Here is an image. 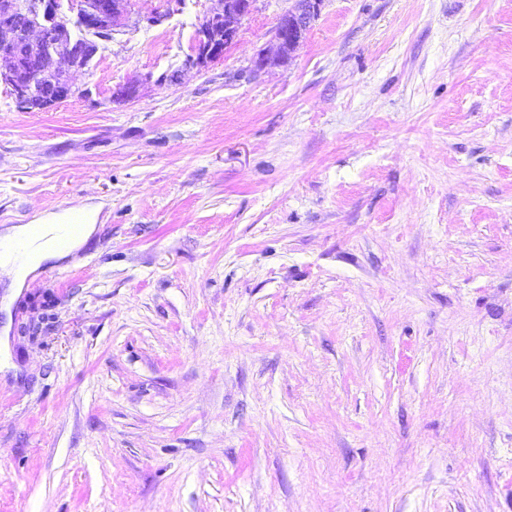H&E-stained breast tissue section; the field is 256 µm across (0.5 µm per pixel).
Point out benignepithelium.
Returning <instances> with one entry per match:
<instances>
[{"mask_svg":"<svg viewBox=\"0 0 512 512\" xmlns=\"http://www.w3.org/2000/svg\"><path fill=\"white\" fill-rule=\"evenodd\" d=\"M0 0V83L10 89L15 107L28 111L37 100L43 78L55 82V99L60 103L81 94L70 71L85 68L87 36L99 30L127 25L130 0ZM216 6L199 20L196 46L184 67L205 69L232 45L242 21L253 11L255 0H215ZM322 0H295L291 10L280 16L272 32L273 47L258 50L252 72L258 74L291 58L304 34L319 16ZM21 13L26 27L17 29L12 17ZM28 47V63L21 65L15 51L17 41Z\"/></svg>","mask_w":512,"mask_h":512,"instance_id":"1","label":"benign epithelium"}]
</instances>
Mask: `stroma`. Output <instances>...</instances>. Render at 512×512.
Returning <instances> with one entry per match:
<instances>
[{"instance_id":"1","label":"stroma","mask_w":512,"mask_h":512,"mask_svg":"<svg viewBox=\"0 0 512 512\" xmlns=\"http://www.w3.org/2000/svg\"><path fill=\"white\" fill-rule=\"evenodd\" d=\"M292 5L0 85V233L95 226L0 270V512H512V0H323L253 73ZM216 6L199 20L196 46L184 61L185 68L205 69L224 55V48L232 45L242 21L253 11L255 0H213ZM223 24L224 37L218 33ZM291 10L280 16L272 32L274 49L263 47L253 61V73H260L273 65L289 60L300 46L304 34L319 16L322 0H294ZM65 254L56 248L52 238H44L43 240H32L30 242V251L27 258L19 260L11 256L4 255L0 262L4 266L11 265L13 273V285L21 287L26 278L35 271L42 262L56 259Z\"/></svg>"}]
</instances>
